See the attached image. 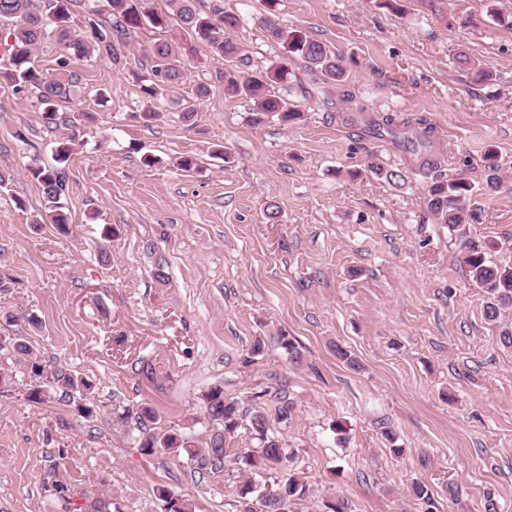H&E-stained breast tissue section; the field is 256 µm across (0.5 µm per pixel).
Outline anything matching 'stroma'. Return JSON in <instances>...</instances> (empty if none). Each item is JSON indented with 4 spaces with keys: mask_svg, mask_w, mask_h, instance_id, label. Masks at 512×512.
Listing matches in <instances>:
<instances>
[{
    "mask_svg": "<svg viewBox=\"0 0 512 512\" xmlns=\"http://www.w3.org/2000/svg\"><path fill=\"white\" fill-rule=\"evenodd\" d=\"M485 0H278L282 26L334 47L345 91H321L300 64V125L251 121L247 100L213 88L184 122L172 105L144 125L134 76L161 36L134 34L121 62L75 60L70 100L48 124L32 89L0 84V310L35 313L41 352L94 386L91 418L56 402L31 405L23 385L0 394V512H75L103 499L109 512H161L158 488L190 497L196 512H244L237 480L191 477L185 457L145 454L126 410L149 405L162 428L206 439L200 397L223 383L232 397L285 385L292 421L280 434L308 496L291 512H419L413 482L437 512H512V349L485 316L487 295L457 260L459 243L423 198L428 180L368 117L427 119L447 174L484 181L495 149L501 186L478 197L474 238L512 263V31ZM253 66L285 59L259 25L263 0H224ZM465 51L492 67L474 87L453 63ZM354 100L342 103L343 92ZM89 113L64 163L72 233L37 230L42 209L32 159L55 166L72 112ZM153 156L154 165L143 162ZM191 156L195 169L177 162ZM407 174L395 187L368 163ZM278 205L279 222L264 213ZM166 258L158 284L157 258ZM287 332L302 352L274 348L242 361L254 337ZM351 350L360 370L336 358ZM388 419L394 456L376 426ZM346 430L338 442L335 424ZM456 495H449V488Z\"/></svg>",
    "mask_w": 512,
    "mask_h": 512,
    "instance_id": "1",
    "label": "stroma"
}]
</instances>
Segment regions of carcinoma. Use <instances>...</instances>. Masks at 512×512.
Returning <instances> with one entry per match:
<instances>
[{
	"instance_id": "obj_1",
	"label": "carcinoma",
	"mask_w": 512,
	"mask_h": 512,
	"mask_svg": "<svg viewBox=\"0 0 512 512\" xmlns=\"http://www.w3.org/2000/svg\"><path fill=\"white\" fill-rule=\"evenodd\" d=\"M106 11L94 10L89 14L90 33L79 34L72 27L73 9L82 0H0V32L9 39L5 50L9 54V67L0 69V82L16 88L32 87L45 105L48 122L56 120L55 104L67 100L75 90L77 74L70 69L74 58L95 56L101 60L118 63L129 47L131 33L144 26L168 29L171 21L178 23L180 34L156 41L151 47L150 69L136 75L140 86L143 122L151 124L161 117L155 104L170 102L180 108L182 119L194 121L196 104L177 96L178 87L185 74V62L195 58L194 43L201 42L207 48V57L215 64V78L224 84V90L233 96H241L252 103V121L261 124L270 118L284 125L298 123L303 112L298 105L278 92L280 84L288 80L291 71L288 64L262 70L250 68V59L242 46L232 36L239 26V17L224 8V0H164L166 10L158 11L153 0H105ZM269 12L261 19L268 35L287 49L288 56L301 61L319 79L322 88H338L347 81L341 56L312 35L295 28L282 26L276 19L274 8L277 0H265ZM104 18H99V15ZM63 49L58 68L47 73L32 65L35 54L47 44ZM459 67L467 74L474 86L493 80L488 64L470 57L463 51L456 55ZM391 119L380 124L371 123L372 134L387 133L403 144L413 157L415 166L433 170L441 166L427 128L393 129L387 126ZM487 171L486 187L496 190L501 182L496 151L487 150L482 158ZM372 173L387 183L398 185L406 174L400 169L383 168L371 163ZM28 171L42 191L43 209L39 225L45 221L58 233L70 231L69 218L63 202L65 191L64 173L55 167L39 164L29 166ZM478 191L475 183L460 173L432 179L424 197V203L433 219L443 224L460 244L458 255L470 274L471 281L487 293L485 316L499 326V342L512 348V324L507 315L512 312V265H502L491 260L490 251L495 245L480 242L470 236L469 225L478 220L472 199ZM274 342L288 355L294 364H301L303 356L293 339L286 332H279ZM269 341L257 336L250 343L243 358L245 364L264 357ZM7 353L16 361V367H25L30 377L26 400L41 405L50 400L72 402L74 397L90 401L92 383L76 376L69 368L43 359L28 331L13 330L0 335V354ZM205 421L209 427L208 438L200 445L191 438L172 429L164 433L156 431L157 418L153 410L145 407L135 412V422L140 432V447L152 454L162 448L169 452L187 454L191 472L202 477L218 475L226 471V461L232 457L249 469L259 473H272V483L265 488L262 497L256 499L260 508L246 506L245 512H290L295 501L304 499L309 487L296 473L288 468V449L276 431L278 426H288L292 419L294 402L285 386L256 392L246 401L229 397L224 385L218 383L202 394ZM381 435L390 444V451L400 456L404 449L397 445L396 434L390 425L377 422ZM246 433L254 447L235 454L228 444L240 433ZM415 499L423 506L422 512H434L433 493L421 482L412 486ZM162 512H195V503L162 488L159 491Z\"/></svg>"
}]
</instances>
